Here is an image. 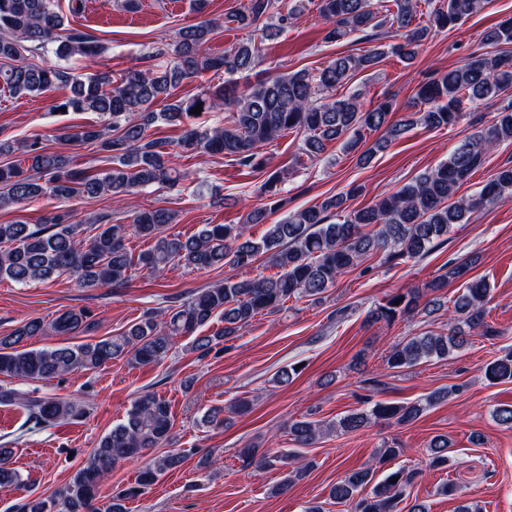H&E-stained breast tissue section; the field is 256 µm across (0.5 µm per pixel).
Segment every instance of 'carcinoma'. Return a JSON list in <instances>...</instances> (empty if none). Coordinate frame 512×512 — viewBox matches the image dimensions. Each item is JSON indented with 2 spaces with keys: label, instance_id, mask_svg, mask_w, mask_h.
<instances>
[{
  "label": "carcinoma",
  "instance_id": "1",
  "mask_svg": "<svg viewBox=\"0 0 512 512\" xmlns=\"http://www.w3.org/2000/svg\"><path fill=\"white\" fill-rule=\"evenodd\" d=\"M483 0H307L326 24L324 40L337 42L352 34L379 30L390 24L401 41L390 49L375 48L361 53L338 54L321 69H300L270 76L239 88L238 76L253 70L260 58L258 41L243 39L222 54L208 53L207 44L216 31L210 19L180 29L172 44L149 55L152 64L128 68L114 77L109 71L77 73L49 63L48 52L60 57L80 56L94 60L105 47L88 33L65 26L57 0H0V92L12 98L42 94L54 87L70 89V95L54 109L95 112L101 122L88 126H62L57 139L63 146L88 144L110 162L98 171L75 172L64 150L52 151L34 135L25 139L0 138V156L13 154L19 160L0 164V206L29 204L42 197L67 203L75 198L108 196L119 205L129 196L150 187L179 189L186 173L174 166V158L198 154L222 155L237 165L262 172L268 158L257 148L289 133L303 136L302 151L317 158L329 142H338L344 153L360 152L366 163L384 143L368 144L371 133L386 128V139L395 140L414 125L435 129L456 123L466 115L467 104L494 98L512 89V17L501 20L486 35L490 51L473 53L464 63L439 73L418 86L417 103L425 106L391 123L393 103L383 100L366 108L360 94L340 97L358 74L374 68L386 53L411 63L418 48L434 28L453 27L481 9ZM273 0H242L231 13L240 30L260 31L263 17ZM427 15V23L416 18ZM40 62L28 61L30 57ZM205 71L224 73V86L180 97L177 90ZM201 113L224 112L217 125L196 122ZM159 123L179 125L174 141L152 137ZM512 143V105L497 113L492 123L462 139L448 159L419 174L397 192L359 208L348 209L347 201L357 189L329 196L321 203L288 213L268 225L258 240L247 236L248 226L264 224L283 205V180L271 173L261 193L267 203L252 208L241 224H203L186 239L171 236L167 226L175 214L165 208H144L132 214L129 224H113L107 216L93 220L95 233L84 236L83 223L71 221L70 213L57 210L38 224L15 221L0 224V281L19 286L52 282L61 277L78 288L120 287L139 266L151 273L190 268L208 271L215 267H247L265 256L277 272L253 279L226 277L177 297L163 309L143 312L138 321L115 336L95 342L51 349L28 347V341L48 332L76 336L93 330L95 319L88 309L67 310L50 324L33 318L0 336V374L20 382H49L78 370H93L123 359L132 367L159 363L177 336H192L193 349L205 356L230 342L265 312H276L289 300L314 298L336 285L337 278L359 267L377 252L386 259L415 260L448 241L455 224H464L476 210L498 202L512 201V165L498 170L493 178L470 196L458 195L486 154L501 143ZM153 241V247L133 259L126 247L129 233ZM468 263H453L448 272L429 283L432 292L448 283L465 279V288L449 299L461 324L446 333L413 336L393 346L387 355L389 367L408 368L420 362L450 356L466 341L465 329L478 330L493 338L497 332L486 322L485 305L491 288L483 279L466 278ZM418 291L391 296L372 308V322L393 323L409 317L418 308L428 312L441 308L440 299L420 303ZM224 328L211 336L196 331L214 319ZM486 376L493 381H512V351L487 364ZM448 396L436 391L424 402L385 403L375 401L338 421L302 419L289 426L292 441L300 448L314 444L322 435L341 430L355 432L379 420L408 424L423 410ZM0 404L21 407L35 426L76 422L88 406L72 400L36 395L12 387H0ZM174 416L170 404L151 393L139 396L125 421L112 427L93 449L71 479L51 495L28 493L15 512H124L121 501L154 484L161 474L180 466L184 454L172 450L145 464L136 486L112 498L106 508L97 503L101 482L122 462L143 457L149 448L172 444ZM427 466H448V438L430 441ZM11 451L0 449V487H26L19 470L10 467ZM242 467H286L297 462L285 481L275 489L281 494L307 475L310 464L288 449L261 450L252 445L239 453ZM415 469L398 467L376 480L375 468L362 466L347 471L333 485L329 498L349 505V512H402L406 490L419 477ZM397 478L391 482V478Z\"/></svg>",
  "mask_w": 512,
  "mask_h": 512
}]
</instances>
